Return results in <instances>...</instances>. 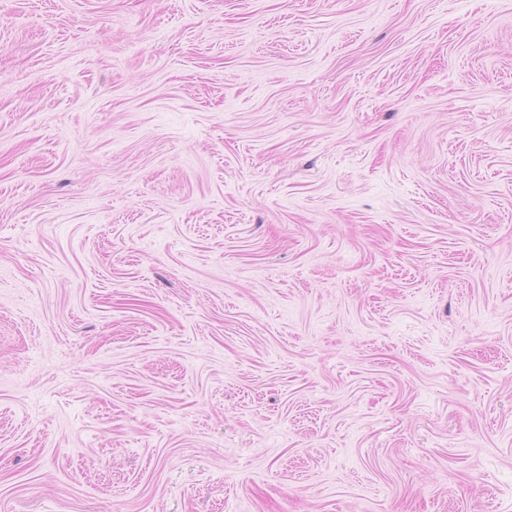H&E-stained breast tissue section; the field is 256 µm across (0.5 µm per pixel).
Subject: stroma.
Instances as JSON below:
<instances>
[{
    "mask_svg": "<svg viewBox=\"0 0 512 512\" xmlns=\"http://www.w3.org/2000/svg\"><path fill=\"white\" fill-rule=\"evenodd\" d=\"M0 512H512V0H0Z\"/></svg>",
    "mask_w": 512,
    "mask_h": 512,
    "instance_id": "obj_1",
    "label": "stroma"
}]
</instances>
